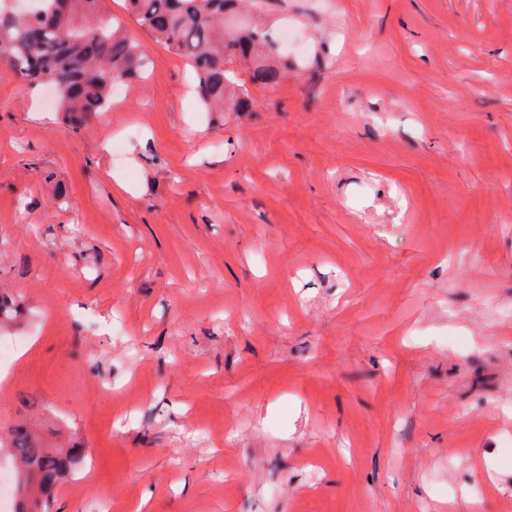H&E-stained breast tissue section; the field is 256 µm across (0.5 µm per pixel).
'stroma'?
<instances>
[{"instance_id":"35a3bbf8","label":"stroma","mask_w":512,"mask_h":512,"mask_svg":"<svg viewBox=\"0 0 512 512\" xmlns=\"http://www.w3.org/2000/svg\"><path fill=\"white\" fill-rule=\"evenodd\" d=\"M153 60L77 121L0 64V466L51 512H512V0H266L248 112ZM25 433V432H23ZM28 435L18 437V442L10 448L14 457H18L27 468L22 480V491L26 486H37L39 497H32L23 492L20 495V506L16 512H47L49 503L46 501L49 488L59 480L67 470L78 451L72 448L63 454L51 448H35L27 442Z\"/></svg>"}]
</instances>
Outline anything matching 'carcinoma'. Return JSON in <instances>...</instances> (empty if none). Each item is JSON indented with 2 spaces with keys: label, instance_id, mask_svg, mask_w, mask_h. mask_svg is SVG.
<instances>
[{
  "label": "carcinoma",
  "instance_id": "obj_1",
  "mask_svg": "<svg viewBox=\"0 0 512 512\" xmlns=\"http://www.w3.org/2000/svg\"><path fill=\"white\" fill-rule=\"evenodd\" d=\"M26 12L0 4V48L14 76L29 83L58 88L63 112L87 117L111 106L112 86L141 76L151 64L141 43L121 22L101 16L102 0H33ZM237 0H127L128 10L154 41L183 58L194 71L197 93L209 112H246L247 90L229 91L228 63L237 58L254 62L251 80L273 85L281 71L264 59L274 51L269 29L259 24L239 28L224 21ZM18 437L11 452L26 467L22 486H35L39 496L20 495L17 512H48L49 488L78 455L36 448Z\"/></svg>",
  "mask_w": 512,
  "mask_h": 512
}]
</instances>
